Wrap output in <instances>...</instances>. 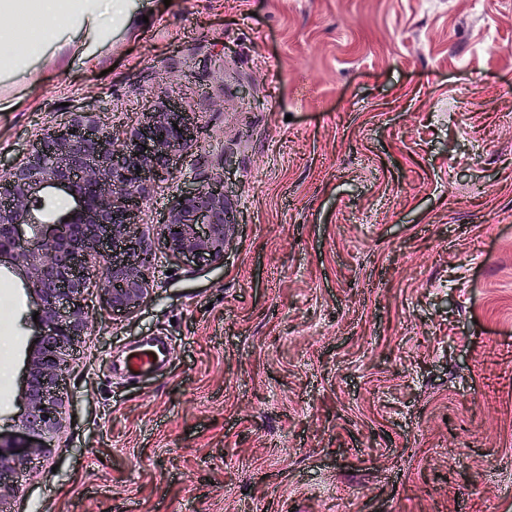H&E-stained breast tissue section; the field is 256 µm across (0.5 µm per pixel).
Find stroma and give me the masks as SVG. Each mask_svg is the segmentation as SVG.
Instances as JSON below:
<instances>
[{
    "instance_id": "35a3bbf8",
    "label": "stroma",
    "mask_w": 512,
    "mask_h": 512,
    "mask_svg": "<svg viewBox=\"0 0 512 512\" xmlns=\"http://www.w3.org/2000/svg\"><path fill=\"white\" fill-rule=\"evenodd\" d=\"M128 6L0 73V157L178 103L200 132L142 228L213 178L236 228L223 261L160 255L134 312L91 286L15 512H512V0ZM1 288L10 437L38 324L7 261ZM150 339L170 365L129 379Z\"/></svg>"
}]
</instances>
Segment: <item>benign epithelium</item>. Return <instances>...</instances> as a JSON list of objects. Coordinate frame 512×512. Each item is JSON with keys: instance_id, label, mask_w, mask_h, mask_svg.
Here are the masks:
<instances>
[{"instance_id": "obj_1", "label": "benign epithelium", "mask_w": 512, "mask_h": 512, "mask_svg": "<svg viewBox=\"0 0 512 512\" xmlns=\"http://www.w3.org/2000/svg\"><path fill=\"white\" fill-rule=\"evenodd\" d=\"M192 113L168 104L142 113L123 144L88 112H75L27 152L0 162V263L17 261L43 334L29 354L18 429L35 443L0 438V471L24 470L47 452L40 441L59 426L62 397L55 393L69 357L89 327L84 291L102 279L106 304L131 312L150 293L155 245L138 232L148 187L169 174L171 157L197 134ZM66 193L74 206L44 218L43 193ZM235 218L216 179L185 192L160 225L158 246L176 259L224 258Z\"/></svg>"}]
</instances>
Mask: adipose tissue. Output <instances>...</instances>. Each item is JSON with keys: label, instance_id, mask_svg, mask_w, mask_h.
<instances>
[{"label": "adipose tissue", "instance_id": "ef3b65f1", "mask_svg": "<svg viewBox=\"0 0 512 512\" xmlns=\"http://www.w3.org/2000/svg\"><path fill=\"white\" fill-rule=\"evenodd\" d=\"M24 17L36 23V35L29 45L38 51L55 40L60 25L69 24L99 34L114 19H127L125 0H0V47L16 44L18 32L13 25L2 24V17Z\"/></svg>", "mask_w": 512, "mask_h": 512}]
</instances>
